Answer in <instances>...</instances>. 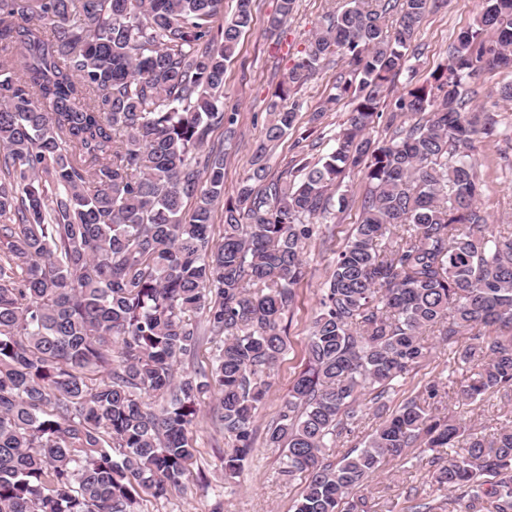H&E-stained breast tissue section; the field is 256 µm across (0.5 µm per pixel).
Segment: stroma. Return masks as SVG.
<instances>
[{"label":"stroma","instance_id":"stroma-1","mask_svg":"<svg viewBox=\"0 0 512 512\" xmlns=\"http://www.w3.org/2000/svg\"><path fill=\"white\" fill-rule=\"evenodd\" d=\"M346 0H296L294 12L278 29L270 30L268 18L278 0H257L255 20L241 40L237 56L227 65L224 81V105L237 108L238 121L232 140H225L222 130H215L210 140L224 147V195L235 196L241 180L251 169L252 151L262 136L270 116L269 100L288 76L300 51L323 22L325 14L344 5ZM483 9L482 0H442L439 8L421 24L407 52L408 72L396 76L392 95H399L409 72L426 77L445 64L450 37L461 28L473 25ZM345 63L332 55L317 73L299 88L293 99L299 105L296 124L273 147L268 156L271 176H278L304 162H314L332 147V138L348 113L347 101H340L327 111L321 123L310 120L312 113L334 92ZM512 82V71L498 70L487 74L485 83L474 99V109L498 113L506 135L482 139L476 144L475 157L486 182L480 199L494 224L512 225V172L502 173L512 165V99L499 93L501 86ZM349 206L332 224L321 227L319 237L305 248L308 275L297 288V300L288 311V351L272 373L271 386L260 406L254 426L264 430L276 416L294 377L302 368L308 327L320 295V288L331 272L335 251L342 246L356 224L360 203L368 185L360 173L345 181ZM469 342L468 335L456 336L447 344L429 337L430 357L411 370L397 392L385 401L387 411H395L408 399L421 394L425 384L448 368H455V385L449 386L438 404L439 415L465 425L471 432L488 437L500 426L512 422V398L494 394L483 401L470 403L458 398L456 385L473 376L472 367L454 364L457 350ZM212 399H205L196 420L197 453L190 471L188 490L161 499L146 498L141 512H294L304 482L283 480L279 474L278 451L256 442L251 457L237 477L224 474V452L228 444L222 430L211 423ZM363 494L368 512H413L420 499L442 505L443 492L437 491L428 466L410 463L407 457H390L381 470L365 483Z\"/></svg>","mask_w":512,"mask_h":512}]
</instances>
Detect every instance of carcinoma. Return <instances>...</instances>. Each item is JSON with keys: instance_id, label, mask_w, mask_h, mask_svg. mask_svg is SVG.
Masks as SVG:
<instances>
[{"instance_id": "1", "label": "carcinoma", "mask_w": 512, "mask_h": 512, "mask_svg": "<svg viewBox=\"0 0 512 512\" xmlns=\"http://www.w3.org/2000/svg\"><path fill=\"white\" fill-rule=\"evenodd\" d=\"M439 0H348L288 72L236 197L224 199L226 63L253 0H0V512H139L186 490L203 400L240 473L282 319L307 274L317 224L336 219L346 174L369 189L321 289L305 364L265 431L281 474L304 478L295 512H367L356 496L388 457L424 454L458 512H512V426L493 444L464 434L426 397L409 399L357 452L328 451L429 355L424 335L466 331L478 368L458 395L512 391V229L490 228L475 142L498 133L476 112L483 76L512 68V0H484L448 64L411 81L383 115L422 21ZM279 0L269 28L292 14ZM336 51L348 75L328 103L351 111L330 152L268 179V144L297 120L286 97ZM223 205V236L211 226ZM497 327L509 335L491 334ZM210 370L177 371L201 337ZM408 80V72L407 70H403L400 74H398L394 80V83L391 88V92L389 98H387L386 103L383 105L381 110L384 112L383 118L379 121V123L375 124L373 128L370 129V136L375 141H382L385 138H388L391 130L387 129L386 126V116L390 112V103L393 98L399 95L402 92L403 87L406 85ZM387 104V106H385Z\"/></svg>"}]
</instances>
